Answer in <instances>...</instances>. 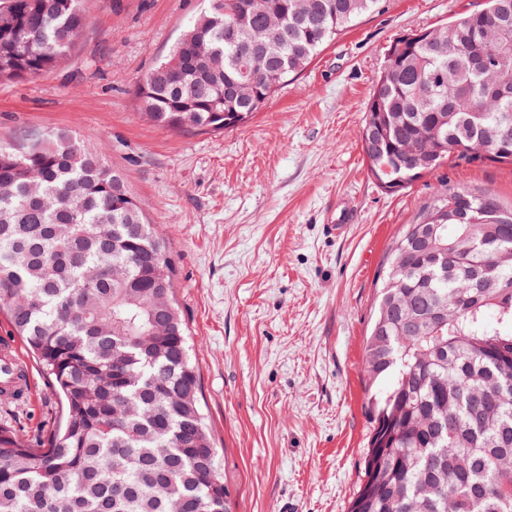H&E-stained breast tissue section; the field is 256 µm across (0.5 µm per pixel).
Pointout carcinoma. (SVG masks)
Segmentation results:
<instances>
[{
  "label": "carcinoma",
  "mask_w": 512,
  "mask_h": 512,
  "mask_svg": "<svg viewBox=\"0 0 512 512\" xmlns=\"http://www.w3.org/2000/svg\"><path fill=\"white\" fill-rule=\"evenodd\" d=\"M388 0H208L139 84L158 126L246 122ZM82 0H0V83L62 68ZM235 28L237 37H226ZM509 49L494 70L480 56ZM512 0L391 44L362 132L399 190L456 156L512 165ZM172 268L121 173L64 130L0 144V314L61 404L0 421V512H231ZM371 434L348 512H512V210L436 198L392 244L366 339Z\"/></svg>",
  "instance_id": "obj_1"
}]
</instances>
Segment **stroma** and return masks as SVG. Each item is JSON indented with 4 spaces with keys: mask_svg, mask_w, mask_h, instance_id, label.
<instances>
[{
    "mask_svg": "<svg viewBox=\"0 0 512 512\" xmlns=\"http://www.w3.org/2000/svg\"><path fill=\"white\" fill-rule=\"evenodd\" d=\"M484 2L390 0L221 133L155 126L136 97L207 0H83L88 26L67 65L0 84V143L81 136L164 239L233 512H347L371 432L364 347L392 242L458 186L512 206V166L452 161L390 194L361 148L390 45ZM348 209L344 234L330 232ZM23 360L34 397L10 417L33 435L59 401Z\"/></svg>",
    "mask_w": 512,
    "mask_h": 512,
    "instance_id": "1",
    "label": "stroma"
}]
</instances>
